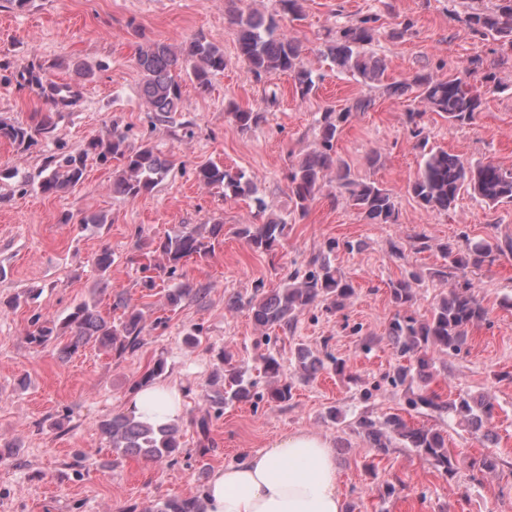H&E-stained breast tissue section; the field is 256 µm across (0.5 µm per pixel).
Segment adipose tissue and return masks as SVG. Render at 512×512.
Here are the masks:
<instances>
[{
    "mask_svg": "<svg viewBox=\"0 0 512 512\" xmlns=\"http://www.w3.org/2000/svg\"><path fill=\"white\" fill-rule=\"evenodd\" d=\"M137 419L173 423L183 412L177 385L142 387L129 404ZM204 512H345L327 438L287 433L267 451L217 470L202 495Z\"/></svg>",
    "mask_w": 512,
    "mask_h": 512,
    "instance_id": "1",
    "label": "adipose tissue"
}]
</instances>
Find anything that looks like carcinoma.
<instances>
[{
  "label": "carcinoma",
  "instance_id": "carcinoma-1",
  "mask_svg": "<svg viewBox=\"0 0 512 512\" xmlns=\"http://www.w3.org/2000/svg\"><path fill=\"white\" fill-rule=\"evenodd\" d=\"M378 21L379 17L372 14L340 27L322 55L338 71L364 83L382 81L385 64L368 51ZM465 23L474 34L490 38L501 50L512 52V0H496L492 9L477 5L466 15ZM234 24L239 55L256 76L287 74L293 78L296 93L303 99L315 91L313 71L304 62L301 47L279 30L274 18L258 12L240 11L234 17ZM137 64L144 77L142 97L153 112V120L165 123L170 114L177 111L181 99V75L188 76L205 91L209 88L210 76L223 71L225 61L223 51L198 35L180 48L161 42L141 46ZM471 76L470 72L464 76L450 72L444 78L431 71L417 73L409 80L385 85L384 91L390 96L413 93L419 102L449 124L471 125L481 112L486 96L503 90L491 71H484L475 80ZM25 82L56 109L74 105L80 96V91L72 86L67 84L62 89L58 83L43 81L33 70L28 72ZM371 105V100L359 97L345 108L328 107L320 113L316 147L288 171V189L299 215L307 213L310 202L330 178L336 182V199L356 208L369 223L392 224L396 221V201L392 191L375 181L356 180L349 167L336 156V139L344 125L353 114L365 112ZM230 115L243 130L256 127L265 119L262 112L238 107ZM423 116L424 113L419 111L408 113L407 126L409 137L422 148L428 142ZM30 120L29 124L0 122V139L22 145L32 141L35 133L49 134L54 130L51 112L35 110ZM126 139L125 132L114 128L103 137L89 140L80 152L61 151L49 156L44 165L46 175L39 183L40 191L58 194L78 184L91 154L103 165L115 164L117 175L112 181L113 193L134 200L152 191L166 178L169 166L153 147L142 144L131 149L126 145ZM196 176L205 186L224 188L226 197L252 193L251 183L242 172L204 165L196 171ZM408 191L424 209L445 213L456 207L465 191L489 205L512 203V170L491 161L473 165L456 154L430 150L422 154V163L409 183ZM286 228L287 222L270 219L263 224H242L235 235L251 249L270 254L285 237ZM222 236L224 224L216 222L185 226L173 236L150 240L146 245L147 252L143 253L146 262L141 264L143 287L149 290L157 287L156 279L163 274L175 277L178 269L191 259H207L214 251L215 241ZM462 240L461 245L448 242L440 245L443 257L460 276L429 315L412 311L416 299L413 282L418 280L417 275L390 282L389 292L397 311L389 322L387 336L395 345L398 356L406 361L391 376V383L395 385L412 386L415 376L433 365L436 353H460L469 331L488 319L489 311L472 291L467 270L491 265L496 256L512 253V239L491 242L464 234ZM337 248L339 243L329 244L327 251L313 256L305 269L294 271L281 287L266 290L259 283L252 297L246 301L240 297L232 298L227 309L233 311L245 306L257 326L283 331L293 330L298 316L310 308L322 305L327 312L344 310L355 287L329 257ZM200 295L199 289L184 280L168 289L166 299L169 305L176 306L187 297L198 298ZM113 307L122 310L116 322L86 303L75 306L58 324L37 316L32 320L36 330L30 340L38 345L56 340L61 328L70 336L69 343L61 348L62 356L66 358L90 342L121 355L139 344L145 321L142 311L121 294L116 296ZM222 360L230 366L228 374L224 375V384L207 396L219 413L225 405L249 398L256 385L255 381L245 378L243 368L231 365V354H224ZM295 361L304 379L312 378L324 366L320 357L302 345L296 349ZM292 390L293 382L283 380L268 393V398L287 402L293 397ZM410 404L433 412L454 413L476 431L495 414L491 399L483 398L476 403L462 394L452 402H445L434 392L420 391L410 399ZM358 427L380 450H386L398 440L404 447L416 449L436 469L446 474L457 470L459 455L447 448L445 438L436 431L410 427L397 415L381 420L365 415L358 420ZM99 428L110 445L124 454L160 461L173 459L180 453L179 427L173 423L156 427L132 415L121 414L101 421ZM151 512H202V504L195 497L168 498L156 503Z\"/></svg>",
  "mask_w": 512,
  "mask_h": 512
}]
</instances>
